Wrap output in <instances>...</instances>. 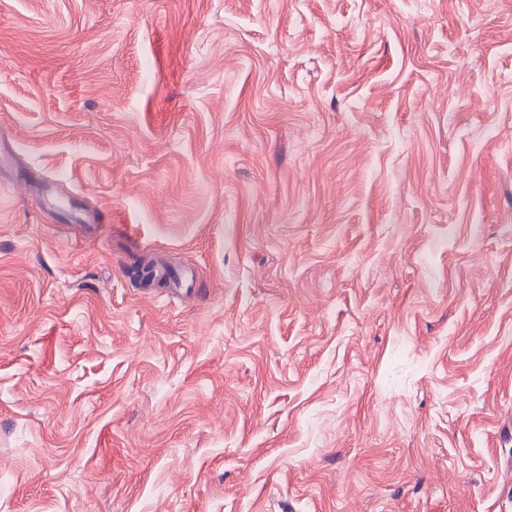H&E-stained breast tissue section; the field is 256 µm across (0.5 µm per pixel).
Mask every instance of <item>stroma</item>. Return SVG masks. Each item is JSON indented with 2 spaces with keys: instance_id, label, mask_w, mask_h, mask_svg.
Listing matches in <instances>:
<instances>
[{
  "instance_id": "1",
  "label": "stroma",
  "mask_w": 512,
  "mask_h": 512,
  "mask_svg": "<svg viewBox=\"0 0 512 512\" xmlns=\"http://www.w3.org/2000/svg\"><path fill=\"white\" fill-rule=\"evenodd\" d=\"M2 143L0 512H512V0H0Z\"/></svg>"
}]
</instances>
